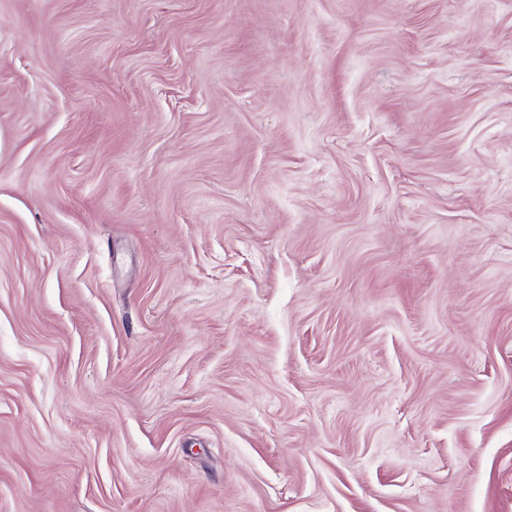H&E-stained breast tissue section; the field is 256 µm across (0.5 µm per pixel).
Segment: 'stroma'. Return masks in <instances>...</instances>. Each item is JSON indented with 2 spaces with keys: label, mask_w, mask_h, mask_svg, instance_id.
<instances>
[{
  "label": "stroma",
  "mask_w": 512,
  "mask_h": 512,
  "mask_svg": "<svg viewBox=\"0 0 512 512\" xmlns=\"http://www.w3.org/2000/svg\"><path fill=\"white\" fill-rule=\"evenodd\" d=\"M0 512H512V0H0Z\"/></svg>",
  "instance_id": "stroma-1"
}]
</instances>
